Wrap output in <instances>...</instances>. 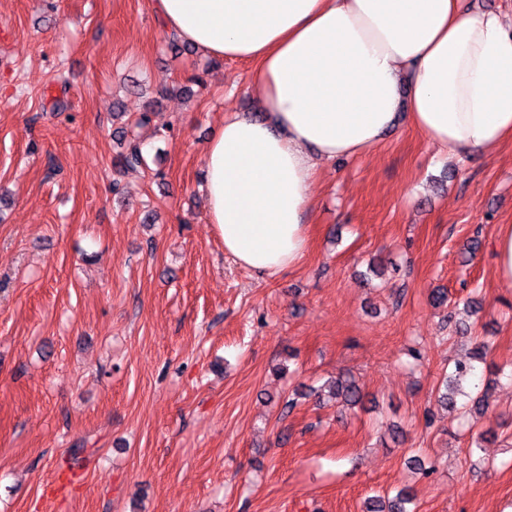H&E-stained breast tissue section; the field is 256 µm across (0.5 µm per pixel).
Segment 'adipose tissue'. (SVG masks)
Wrapping results in <instances>:
<instances>
[{
  "instance_id": "ef3b65f1",
  "label": "adipose tissue",
  "mask_w": 512,
  "mask_h": 512,
  "mask_svg": "<svg viewBox=\"0 0 512 512\" xmlns=\"http://www.w3.org/2000/svg\"><path fill=\"white\" fill-rule=\"evenodd\" d=\"M200 55L246 62L268 114L229 112L204 148L225 254L275 275L308 247L319 162L379 143L407 105L458 160L512 144V14L462 0H155Z\"/></svg>"
}]
</instances>
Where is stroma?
I'll use <instances>...</instances> for the list:
<instances>
[{
    "label": "stroma",
    "mask_w": 512,
    "mask_h": 512,
    "mask_svg": "<svg viewBox=\"0 0 512 512\" xmlns=\"http://www.w3.org/2000/svg\"><path fill=\"white\" fill-rule=\"evenodd\" d=\"M151 100L147 165L118 170L113 110ZM262 109L247 63L170 49L154 0H0V512H365L404 487L416 512H512V384L479 465L435 401L481 340L512 364V145L460 163L400 109L319 164L309 249L266 276L225 256L202 190L225 113ZM373 259L398 270L361 282ZM437 288L479 316L449 328ZM347 372L376 409L283 414ZM497 263L495 277L503 285L512 286V224H501L495 239Z\"/></svg>",
    "instance_id": "1"
}]
</instances>
